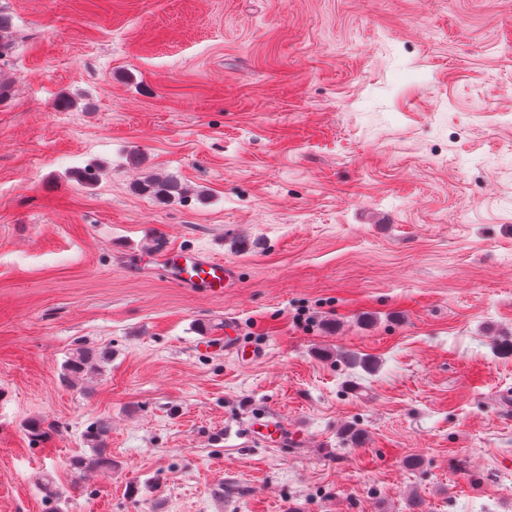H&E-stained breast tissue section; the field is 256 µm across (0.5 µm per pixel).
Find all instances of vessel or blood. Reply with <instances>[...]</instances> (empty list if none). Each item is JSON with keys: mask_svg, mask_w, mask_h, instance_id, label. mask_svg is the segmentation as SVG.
Returning <instances> with one entry per match:
<instances>
[{"mask_svg": "<svg viewBox=\"0 0 512 512\" xmlns=\"http://www.w3.org/2000/svg\"><path fill=\"white\" fill-rule=\"evenodd\" d=\"M159 262L168 268L169 280L175 286L190 290L203 289L212 296L222 294L238 279L234 264L178 245L160 250Z\"/></svg>", "mask_w": 512, "mask_h": 512, "instance_id": "vessel-or-blood-1", "label": "vessel or blood"}]
</instances>
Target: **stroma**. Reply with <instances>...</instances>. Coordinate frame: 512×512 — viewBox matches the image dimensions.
Returning a JSON list of instances; mask_svg holds the SVG:
<instances>
[{"label": "stroma", "instance_id": "stroma-1", "mask_svg": "<svg viewBox=\"0 0 512 512\" xmlns=\"http://www.w3.org/2000/svg\"><path fill=\"white\" fill-rule=\"evenodd\" d=\"M0 10V512H512V0ZM138 188L142 192H150L164 197H169L172 193L181 191L180 186L174 180L160 178L156 175L146 177L139 183ZM154 253L162 267H169V281L179 288L205 289L218 296L238 279L237 267L224 258L204 256L182 246H166L160 251L147 250L137 254ZM99 369L95 352L88 348L76 349L66 365L67 376L74 384L83 380L84 376L92 374V372H98ZM105 433V426L100 423L95 431L88 434L89 438L96 443V449L91 455L79 456L72 460L71 465L83 472L96 471L102 469L111 470L112 457L107 455V449L104 448L102 437Z\"/></svg>", "mask_w": 512, "mask_h": 512}]
</instances>
